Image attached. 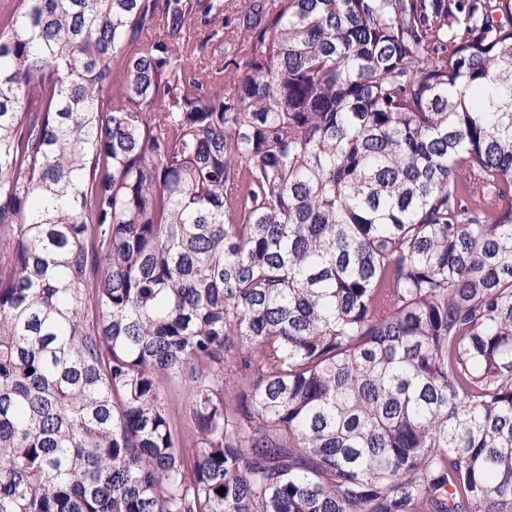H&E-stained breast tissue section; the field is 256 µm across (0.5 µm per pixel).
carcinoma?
Returning a JSON list of instances; mask_svg holds the SVG:
<instances>
[{"instance_id":"carcinoma-1","label":"carcinoma","mask_w":512,"mask_h":512,"mask_svg":"<svg viewBox=\"0 0 512 512\" xmlns=\"http://www.w3.org/2000/svg\"><path fill=\"white\" fill-rule=\"evenodd\" d=\"M504 2L0 4V512H512ZM234 1H236V7H234L232 3V10L227 11L224 19H219V21L216 23V26L219 27L221 39H223V41H232L238 35V19H242V16L246 10V4L249 3V0Z\"/></svg>"}]
</instances>
